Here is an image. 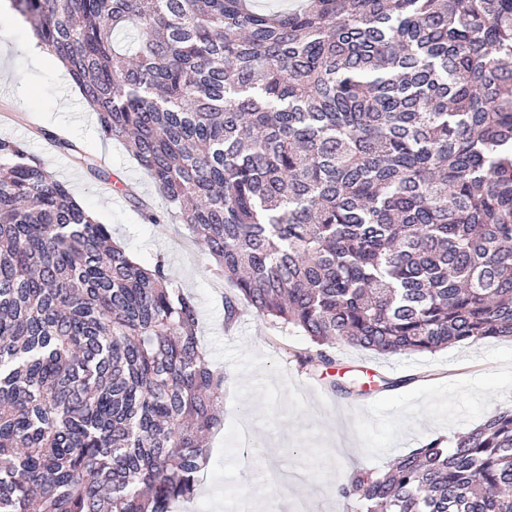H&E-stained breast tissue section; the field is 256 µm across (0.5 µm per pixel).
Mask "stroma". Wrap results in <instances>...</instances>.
I'll use <instances>...</instances> for the list:
<instances>
[{"label":"stroma","mask_w":512,"mask_h":512,"mask_svg":"<svg viewBox=\"0 0 512 512\" xmlns=\"http://www.w3.org/2000/svg\"><path fill=\"white\" fill-rule=\"evenodd\" d=\"M30 27L0 22V135L24 141L86 211L111 224L134 258L164 257L170 275L198 298V336L211 361L224 371L222 426L209 438L210 459L196 496L176 512H238L251 498L263 512L274 498L277 512H359L339 486L355 470L382 472L430 439L468 431L512 400V337L457 344L436 353L382 356L335 345L333 368L301 365L296 352L309 343L295 329L242 307L232 331L224 329L221 290L185 225L169 218L147 223L119 193L103 194L65 154L52 149L40 129L66 130L94 155H107L119 179L133 184L155 210L169 205L125 146L104 137L94 112L68 73L32 58ZM410 377L387 390L383 380Z\"/></svg>","instance_id":"stroma-1"}]
</instances>
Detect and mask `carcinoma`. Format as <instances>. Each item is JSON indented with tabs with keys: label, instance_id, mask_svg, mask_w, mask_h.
<instances>
[{
	"label": "carcinoma",
	"instance_id": "1",
	"mask_svg": "<svg viewBox=\"0 0 512 512\" xmlns=\"http://www.w3.org/2000/svg\"><path fill=\"white\" fill-rule=\"evenodd\" d=\"M244 300L328 368L512 336V0H12ZM133 28L130 49L116 41ZM151 224L98 158L38 130ZM196 298L0 136V512L194 497L224 372ZM338 492L512 512V405Z\"/></svg>",
	"mask_w": 512,
	"mask_h": 512
}]
</instances>
